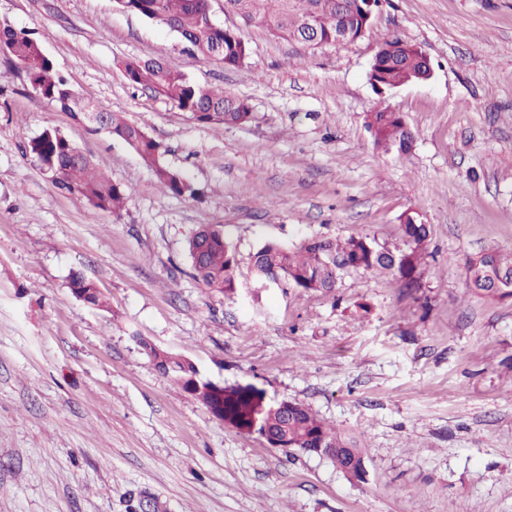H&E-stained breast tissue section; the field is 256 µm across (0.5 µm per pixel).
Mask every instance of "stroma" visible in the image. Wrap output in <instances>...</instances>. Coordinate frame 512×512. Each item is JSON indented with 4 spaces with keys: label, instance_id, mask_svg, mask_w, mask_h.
Returning a JSON list of instances; mask_svg holds the SVG:
<instances>
[{
    "label": "stroma",
    "instance_id": "35a3bbf8",
    "mask_svg": "<svg viewBox=\"0 0 512 512\" xmlns=\"http://www.w3.org/2000/svg\"><path fill=\"white\" fill-rule=\"evenodd\" d=\"M221 25L253 52L227 69L115 0H0L69 89L159 143L196 195L163 191L124 142L89 132L0 57V512H512V299L466 286L468 259L512 250V0H380L352 42L309 49ZM387 37L419 46L429 81L380 95L368 72ZM157 58L244 100L205 126L129 84ZM401 112L408 154L377 149L367 113ZM56 129L130 193L120 214L60 192L28 145ZM431 225L418 290L361 271L329 294L260 287L265 242L370 234L402 215ZM224 230L233 295L191 276L188 240ZM81 275L105 307L75 296ZM204 378L310 407L355 438L369 472L268 447L214 418L141 341Z\"/></svg>",
    "mask_w": 512,
    "mask_h": 512
}]
</instances>
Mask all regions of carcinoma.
I'll return each mask as SVG.
<instances>
[{
    "label": "carcinoma",
    "mask_w": 512,
    "mask_h": 512,
    "mask_svg": "<svg viewBox=\"0 0 512 512\" xmlns=\"http://www.w3.org/2000/svg\"><path fill=\"white\" fill-rule=\"evenodd\" d=\"M117 6L144 19L157 22L177 33L187 55L237 68L253 52L242 38L240 29L226 28L210 18V0H115ZM379 0H224V8L237 15L246 25L261 23L272 36L292 42L301 32L306 18L314 25L313 36L306 46L317 49L336 43V31L348 29V40L358 39L372 19ZM0 54L20 65L33 89L56 102L85 123L98 108L75 95L53 61L44 53L32 34L17 31L0 23ZM373 79L380 84L377 92L385 94L410 82H423L432 72L429 59L417 46L397 37L380 45L370 66ZM124 76L134 86L149 91L172 107L189 114L202 125H243L251 120L248 105L224 90L191 81L185 72L158 59H134L124 63ZM366 126L374 144L382 151L406 154L415 134L404 116L386 106L366 116ZM120 139L134 149L152 171L164 190L183 195L194 193L186 177L171 169L163 159L159 143L140 127L128 122L118 112L107 113V121L96 128ZM29 149L54 185L62 192L84 198L96 211L119 213L129 198L128 191L112 182L85 155L77 153L73 143L55 130H46L33 139ZM431 227L417 223L410 216L401 217L395 241L351 234L343 238H313L292 247L273 241L263 243L252 256L254 275L260 282L278 274L283 286L305 291L331 293L340 276L349 271L370 272L386 277L401 288H417L422 266L430 255ZM192 277L203 288L233 292L237 284L236 252L224 232L216 227H201L188 241ZM467 287L474 293L497 300L512 298V252L489 250L470 259L465 266ZM72 290L88 304L100 306L103 298L95 284L82 276L71 282ZM154 358L157 369L180 388L200 401L207 409L222 411L237 427L250 425L251 404L239 386L218 387L199 377L192 389L186 378L198 372L190 361L171 352H156L154 346L140 341ZM262 428L272 436L288 438L293 448H312L322 442L328 447L354 448L359 456L363 449L336 433L323 418L301 403H292L286 416L273 401L260 415Z\"/></svg>",
    "instance_id": "obj_1"
}]
</instances>
